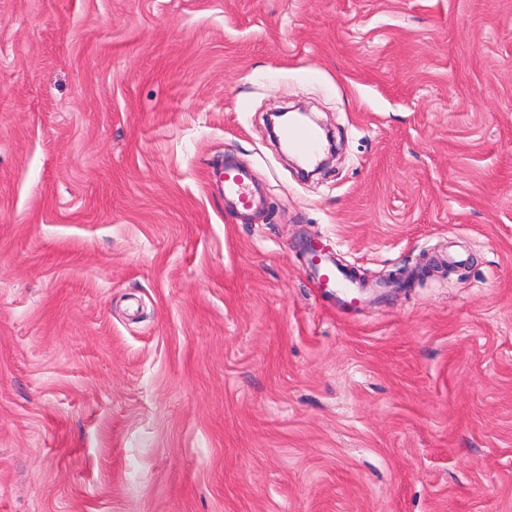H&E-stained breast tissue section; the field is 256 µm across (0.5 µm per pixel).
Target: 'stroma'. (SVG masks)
<instances>
[{
  "mask_svg": "<svg viewBox=\"0 0 512 512\" xmlns=\"http://www.w3.org/2000/svg\"><path fill=\"white\" fill-rule=\"evenodd\" d=\"M0 512H512V0H0ZM284 137L297 152L305 159L311 160L317 153L321 135L319 131L310 126L300 128H285ZM250 175L246 170L236 167H226L224 170L225 198L235 200L246 209L257 203L249 191ZM316 258L314 274L321 287L343 296L346 303L353 302L355 300L353 295L357 286L348 277L346 271L337 266L336 261L327 255H317Z\"/></svg>",
  "mask_w": 512,
  "mask_h": 512,
  "instance_id": "obj_1",
  "label": "stroma"
}]
</instances>
